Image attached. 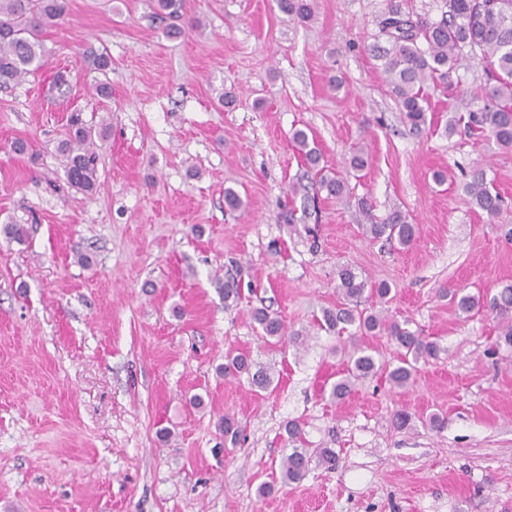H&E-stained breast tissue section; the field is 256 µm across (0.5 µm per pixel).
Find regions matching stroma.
<instances>
[{
  "label": "stroma",
  "mask_w": 512,
  "mask_h": 512,
  "mask_svg": "<svg viewBox=\"0 0 512 512\" xmlns=\"http://www.w3.org/2000/svg\"><path fill=\"white\" fill-rule=\"evenodd\" d=\"M395 3L427 22L447 9L315 0L296 23L277 0H185L200 25L170 39L154 0H67L42 67L0 87V226L27 230L0 233V512H512V352L496 349L491 315L459 316L443 295L512 283V149L464 129L466 93L487 81L476 49L410 127L378 53ZM93 50L109 69H92ZM77 110L110 129L92 194L57 149ZM297 129L328 168L344 172L356 146L369 165L346 200L291 224ZM479 163L509 203L495 221L464 191ZM439 170L451 181L437 185ZM228 187L244 209L225 210ZM395 211L418 227L409 248L362 231ZM344 265L390 284L379 312L441 345L407 389L377 376L329 398L349 340L317 321ZM228 276L242 288L231 304ZM260 307L284 342L262 341ZM230 351L269 367L275 392L218 374ZM401 408L412 429L393 426ZM228 418L243 429L234 447ZM292 419L335 469L281 483Z\"/></svg>",
  "instance_id": "1"
}]
</instances>
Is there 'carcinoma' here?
<instances>
[{"label":"carcinoma","instance_id":"1","mask_svg":"<svg viewBox=\"0 0 512 512\" xmlns=\"http://www.w3.org/2000/svg\"><path fill=\"white\" fill-rule=\"evenodd\" d=\"M166 18L178 20L184 11V0H156ZM448 14L440 21L428 23L414 20L398 8L388 12L385 29L391 45L383 50L385 73L392 92L398 100L406 120L414 128L427 121V90L448 77V70L458 66V51L464 46L477 48L480 61L487 69V82L478 98L483 105L467 113L465 127L469 132L487 135L505 147H512V0H446ZM280 11L293 20L307 22L313 17V0H278ZM65 0H0V86L18 81L42 66L44 29L58 23L65 14ZM426 44L427 49L420 48ZM69 137L58 145L66 159V175L69 183L86 192L96 188L97 174L94 165L95 138H104L107 128L98 130L88 126L82 113L73 112L68 118ZM292 142L308 170L319 180L308 186L300 182L292 184L289 192L301 199V216L308 217L318 209L321 191L326 198L338 201L349 195L348 178L323 173L320 167L321 152L309 141L307 133L297 130ZM466 192L475 206L491 220L504 210L505 201L493 183L487 180L483 166L470 171ZM364 234L371 240L395 241L403 247L416 240V225L394 214L381 224L362 225ZM339 302L334 308L322 311L318 325L341 336L348 334L350 350L343 376L331 385L330 397L344 398L352 381L386 375L397 388H404L418 371V364L438 357L441 347L416 329L409 321L388 319L368 311L362 303L371 299L386 300L391 287L386 283H371L351 267L338 272ZM450 301L457 310L470 315L475 310L487 309L498 323L496 347L512 348V285L500 288L488 298L478 292L472 294L463 289L449 293ZM253 319L263 333V339H285L280 319L264 308L253 312ZM382 332L398 347L397 362L388 363L375 357L373 350L363 343V338ZM224 376H247L250 384L261 391L273 384L270 369L257 366L250 356L242 353L225 355ZM291 452L281 463L283 483H296L303 479L313 461L330 467L336 465V454L329 448L310 450L299 446L302 429L296 421L284 427Z\"/></svg>","mask_w":512,"mask_h":512}]
</instances>
